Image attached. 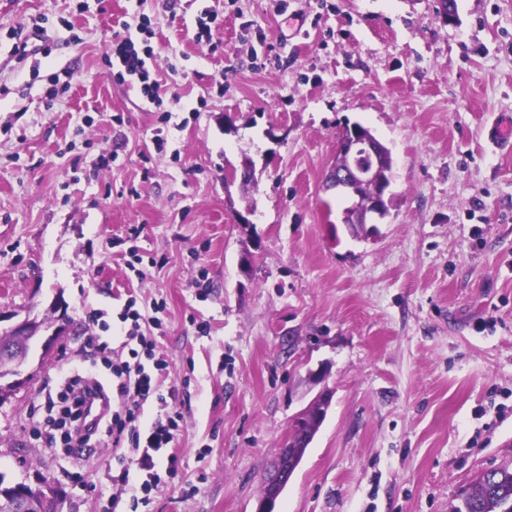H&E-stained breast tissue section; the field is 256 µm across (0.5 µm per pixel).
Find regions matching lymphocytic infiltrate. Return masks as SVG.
I'll return each instance as SVG.
<instances>
[{"instance_id":"f902f5d3","label":"lymphocytic infiltrate","mask_w":512,"mask_h":512,"mask_svg":"<svg viewBox=\"0 0 512 512\" xmlns=\"http://www.w3.org/2000/svg\"><path fill=\"white\" fill-rule=\"evenodd\" d=\"M121 35L115 36L112 58L118 64L117 80L137 78L143 96L154 106H161L159 84L152 79L146 61L153 56L151 47L136 49L131 30L147 34L151 31L149 17L122 22ZM128 328L124 332L131 349L127 360L113 357V349L100 336L85 337L79 358L83 361L102 362L111 372L104 387L109 392L111 404L100 431H92L81 423V407L90 391L89 382L73 379L59 392L58 414H46L33 429L37 438L48 442H62L64 447L77 449L78 453H92L97 444L111 446L113 458L119 468L118 481L129 497L132 512L139 506L148 505L153 491L158 490L162 478H176L182 466L179 449L174 448L175 433L182 414L175 405L165 404L162 413L142 426L141 418L147 401L157 396L162 383L169 376V364L155 352L156 343L144 332L146 320L135 301H128L120 315ZM137 462L146 478L133 484L129 481V462Z\"/></svg>"}]
</instances>
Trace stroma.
Here are the masks:
<instances>
[{"instance_id": "obj_1", "label": "stroma", "mask_w": 512, "mask_h": 512, "mask_svg": "<svg viewBox=\"0 0 512 512\" xmlns=\"http://www.w3.org/2000/svg\"><path fill=\"white\" fill-rule=\"evenodd\" d=\"M456 3L448 24L438 0H0V311L42 319L60 296L78 327L0 404V473L112 512L111 448L80 462L31 429L87 332L120 346L132 296L165 305L148 332L183 415L182 468L146 512H255L325 385L275 512H450L512 463V151L488 139L512 115V0ZM139 14L173 130L108 63ZM39 23L51 53L17 64ZM348 120L394 160L368 240L322 189Z\"/></svg>"}]
</instances>
